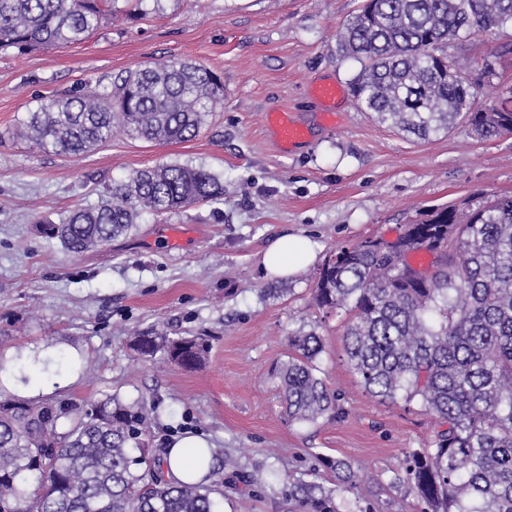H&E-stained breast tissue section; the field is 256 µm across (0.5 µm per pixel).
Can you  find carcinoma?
<instances>
[{
    "mask_svg": "<svg viewBox=\"0 0 512 512\" xmlns=\"http://www.w3.org/2000/svg\"><path fill=\"white\" fill-rule=\"evenodd\" d=\"M116 0H0V49L23 53L81 42L112 19ZM512 25V0H364L336 32L339 52L360 65L357 105L397 130L429 139L458 124L481 139L512 126L509 99L480 103L467 64L448 41ZM221 76L177 59L77 86L39 105L16 136L58 154L85 153L115 130L154 143L197 137L221 101ZM224 194L220 179L188 164L136 170L91 208L40 233L71 253L106 246L143 210L176 211ZM425 250L430 260L411 263ZM317 307L343 310L347 364L380 402L415 404L435 417L428 448L405 454L406 480L424 512H512V196L461 213L429 211L391 243L341 247L320 269ZM278 367L292 422L341 417L338 395L318 375L324 351L311 330L288 337ZM133 349L197 368L195 338L138 333ZM143 400L85 405L0 399V512H222L223 473L211 484L171 482L150 447ZM353 484L301 487L308 512H345Z\"/></svg>",
    "mask_w": 512,
    "mask_h": 512,
    "instance_id": "1",
    "label": "carcinoma"
}]
</instances>
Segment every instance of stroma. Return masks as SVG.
<instances>
[{"instance_id":"35a3bbf8","label":"stroma","mask_w":512,"mask_h":512,"mask_svg":"<svg viewBox=\"0 0 512 512\" xmlns=\"http://www.w3.org/2000/svg\"><path fill=\"white\" fill-rule=\"evenodd\" d=\"M361 0H118L119 13L85 42L21 53L0 50V361L50 349L53 404L115 396L145 400L156 452L204 435L224 471V512H302L297 484H336L333 464L357 474L352 512H422L404 473L405 449L424 448L435 419L404 402L370 397L344 354L346 315L325 313L314 281L336 249L395 239L405 225L448 205L466 211L512 196V135L483 140L460 127L420 141L377 122L345 95L335 124L319 119L312 81L348 84L357 63L336 51V29ZM468 60L479 102L512 89V27L449 41ZM189 58L220 73L221 105L196 138L155 145L115 132L79 156L14 137L15 124L78 84L98 87L145 62ZM293 113L309 141L281 154L262 116ZM166 163L218 176L223 197L146 214L136 228L82 254L44 238L37 221L61 222L96 205L113 182ZM187 230L182 243L168 233ZM317 246L292 277L264 276L260 260L279 237ZM198 336L208 352L187 370L131 349L134 332ZM315 331L317 364L340 394V420L289 421L275 367L288 338ZM68 384L57 387V379ZM275 472L265 485L249 477Z\"/></svg>"}]
</instances>
